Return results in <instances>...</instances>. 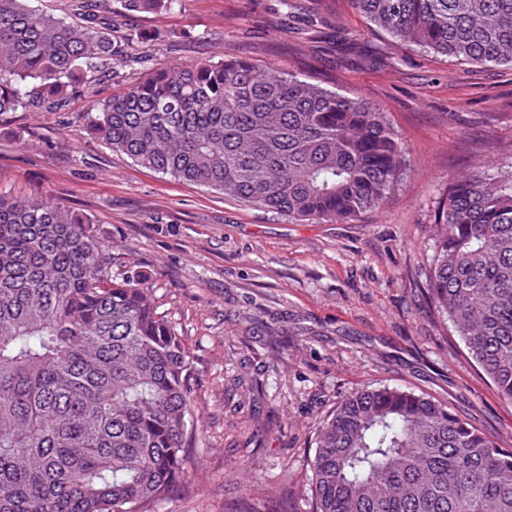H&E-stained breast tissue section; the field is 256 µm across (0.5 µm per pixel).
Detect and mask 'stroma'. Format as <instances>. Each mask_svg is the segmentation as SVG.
<instances>
[{"label":"stroma","mask_w":512,"mask_h":512,"mask_svg":"<svg viewBox=\"0 0 512 512\" xmlns=\"http://www.w3.org/2000/svg\"><path fill=\"white\" fill-rule=\"evenodd\" d=\"M119 46L164 67L242 57L380 107L407 165L385 203L344 222L297 221L141 167L90 130V99L143 73H98L62 112L0 114V192L85 214L113 270L142 275L192 363L201 441L189 492L160 512H238L291 488L310 512L318 424L347 395L425 394L512 448L499 398L423 289L449 180L512 172V66L400 45L348 0H96Z\"/></svg>","instance_id":"35a3bbf8"}]
</instances>
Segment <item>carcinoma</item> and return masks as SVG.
I'll list each match as a JSON object with an SVG mask.
<instances>
[{"label": "carcinoma", "mask_w": 512, "mask_h": 512, "mask_svg": "<svg viewBox=\"0 0 512 512\" xmlns=\"http://www.w3.org/2000/svg\"><path fill=\"white\" fill-rule=\"evenodd\" d=\"M349 2L400 42L512 65V0ZM118 57L110 24L0 0V114L58 107ZM91 111L137 164L299 221L379 208L404 164L385 113L247 58L150 68ZM427 287L512 403V177L448 189ZM193 381L176 328L140 278L112 271L90 220L0 192V512H156L189 483ZM314 444V512H512V448L425 395L355 391ZM288 500L250 495L241 512H290Z\"/></svg>", "instance_id": "carcinoma-1"}]
</instances>
